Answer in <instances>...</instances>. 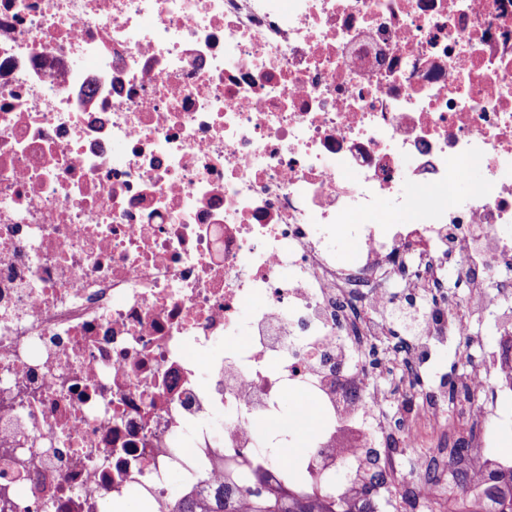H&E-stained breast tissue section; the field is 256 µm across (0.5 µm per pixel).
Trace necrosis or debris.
Here are the masks:
<instances>
[{"label":"necrosis or debris","instance_id":"necrosis-or-debris-1","mask_svg":"<svg viewBox=\"0 0 512 512\" xmlns=\"http://www.w3.org/2000/svg\"><path fill=\"white\" fill-rule=\"evenodd\" d=\"M504 224L512 0H0V512H172L296 470L343 500L373 453L438 498L420 432L464 421L483 464L506 422L512 363H473L471 326ZM452 341L454 408L419 384ZM289 390L318 413L298 454Z\"/></svg>","mask_w":512,"mask_h":512}]
</instances>
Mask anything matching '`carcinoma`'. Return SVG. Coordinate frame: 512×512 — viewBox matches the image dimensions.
Here are the masks:
<instances>
[{"mask_svg": "<svg viewBox=\"0 0 512 512\" xmlns=\"http://www.w3.org/2000/svg\"><path fill=\"white\" fill-rule=\"evenodd\" d=\"M448 457L456 462L452 469V487L460 494L469 493L473 481L482 478L480 499L471 512H512V467L479 474L461 447L448 449ZM387 471L378 457L371 460L366 481L351 502L319 493L274 491L267 495L245 496L224 486L210 490L199 499L184 500L176 512H378L372 490L386 483Z\"/></svg>", "mask_w": 512, "mask_h": 512, "instance_id": "obj_1", "label": "carcinoma"}]
</instances>
